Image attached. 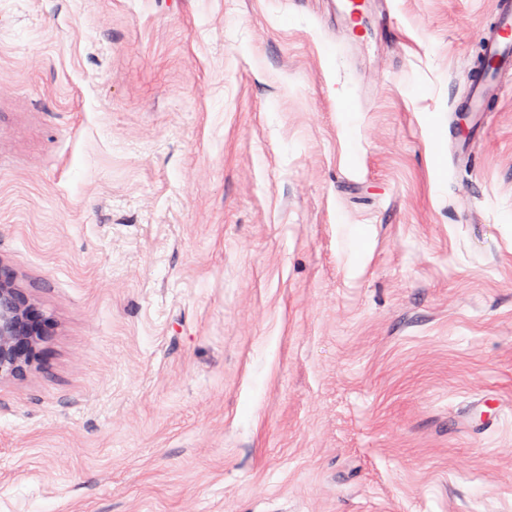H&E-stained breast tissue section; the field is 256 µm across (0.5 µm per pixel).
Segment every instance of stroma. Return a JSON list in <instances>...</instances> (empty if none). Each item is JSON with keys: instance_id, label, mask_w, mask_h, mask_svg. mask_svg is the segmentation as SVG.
<instances>
[{"instance_id": "obj_1", "label": "stroma", "mask_w": 512, "mask_h": 512, "mask_svg": "<svg viewBox=\"0 0 512 512\" xmlns=\"http://www.w3.org/2000/svg\"><path fill=\"white\" fill-rule=\"evenodd\" d=\"M0 0V512H512L495 0ZM51 320L18 288L13 277L0 275V381L22 376L37 363L39 345Z\"/></svg>"}]
</instances>
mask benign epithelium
<instances>
[{"mask_svg":"<svg viewBox=\"0 0 512 512\" xmlns=\"http://www.w3.org/2000/svg\"><path fill=\"white\" fill-rule=\"evenodd\" d=\"M51 320L18 288L0 275V381L26 373L40 357L39 345L51 330Z\"/></svg>","mask_w":512,"mask_h":512,"instance_id":"benign-epithelium-1","label":"benign epithelium"}]
</instances>
